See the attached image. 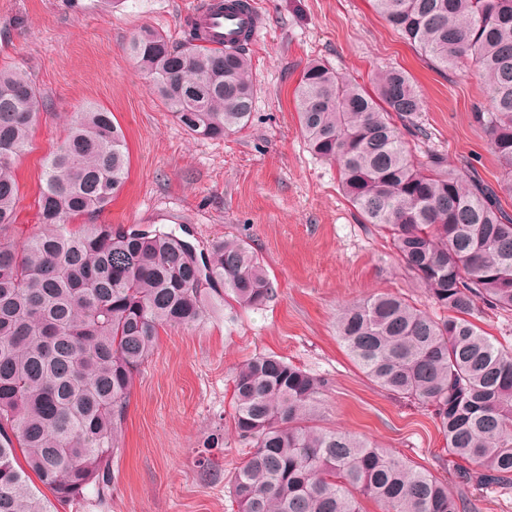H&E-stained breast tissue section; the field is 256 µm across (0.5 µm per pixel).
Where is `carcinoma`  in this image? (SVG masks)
<instances>
[{
	"mask_svg": "<svg viewBox=\"0 0 512 512\" xmlns=\"http://www.w3.org/2000/svg\"><path fill=\"white\" fill-rule=\"evenodd\" d=\"M389 26L439 68L481 73L475 112L501 168L498 188L469 167L410 153L423 101L391 68L369 91L323 61L308 63L295 91L312 152L337 165L342 190L368 224L388 232L406 269L443 316L410 300L372 294L342 310L340 342L381 388L432 409L462 490L512 484V349L472 321L477 304L512 311V0H373ZM154 93L192 136L248 125L249 48L211 47L198 25L173 45L144 27L125 47ZM46 108L29 76L0 69V512H50L29 474L60 503L89 489L112 492V456L134 379L159 331L191 327L219 293L244 308L272 296L253 251L226 237L200 261L163 230L114 231L70 221L99 216L129 176L125 136L112 112L75 113L43 161L38 218L44 231L19 243L16 159ZM324 380L277 355L235 369L233 423L249 446L226 473L208 456L202 474L224 479L237 512H465L448 481L387 448L317 424Z\"/></svg>",
	"mask_w": 512,
	"mask_h": 512,
	"instance_id": "cac0c4a2",
	"label": "carcinoma"
}]
</instances>
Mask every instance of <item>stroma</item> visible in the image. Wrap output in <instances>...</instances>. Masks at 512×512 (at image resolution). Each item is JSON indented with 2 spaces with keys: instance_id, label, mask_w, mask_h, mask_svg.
<instances>
[{
  "instance_id": "stroma-1",
  "label": "stroma",
  "mask_w": 512,
  "mask_h": 512,
  "mask_svg": "<svg viewBox=\"0 0 512 512\" xmlns=\"http://www.w3.org/2000/svg\"><path fill=\"white\" fill-rule=\"evenodd\" d=\"M197 2L0 0V67L25 71L47 105L30 149L15 163L20 195L12 234L41 232L43 160L71 113L102 106L126 136L130 173L100 223L186 234L205 253L224 236L239 238L273 284L261 309L216 300L202 323L161 331L134 380L110 497L91 493L68 507L40 482L33 489L53 512H233L223 481L203 479L197 459L217 433L224 442L213 455L224 469L245 459L248 449L232 428V377L262 354L324 379L321 426L446 477L444 439L431 412L369 380L336 335L339 311L374 292L409 298L430 313L436 306L384 232L352 208L336 166L309 149L294 90L301 69L317 59L365 85L403 68L424 102L423 134L408 139L413 153L442 154L452 169L472 165L494 184L501 170L473 117L485 100L482 76L437 68L370 0H252L265 24L250 47L251 120L221 139L194 137L166 112L125 46L145 26L182 41Z\"/></svg>"
}]
</instances>
